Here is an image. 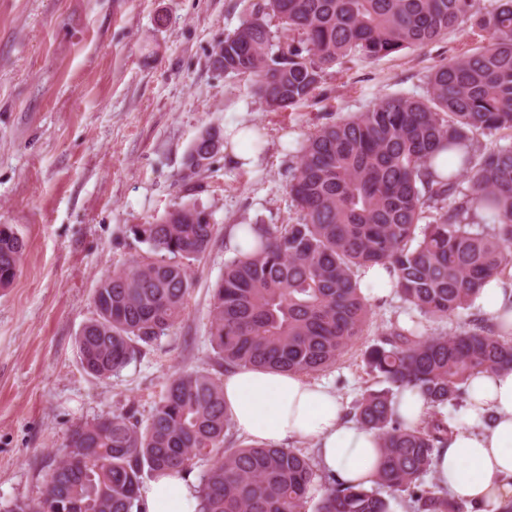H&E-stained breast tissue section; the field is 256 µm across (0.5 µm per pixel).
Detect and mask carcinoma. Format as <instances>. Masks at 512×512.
<instances>
[{"instance_id":"1","label":"carcinoma","mask_w":512,"mask_h":512,"mask_svg":"<svg viewBox=\"0 0 512 512\" xmlns=\"http://www.w3.org/2000/svg\"><path fill=\"white\" fill-rule=\"evenodd\" d=\"M476 4L253 0L214 48L224 73L254 76L267 111L286 112L313 100L326 70L345 58L423 47L461 24L481 38L428 75L426 95L384 97L308 135L289 171L298 218L253 225L260 247L224 263L210 322L218 367L310 375L336 364L370 314L356 280L361 268L387 266L400 298L440 320L469 309L487 280L512 269V0ZM503 131L511 143L452 155L477 135ZM446 151L448 173L440 175L433 166ZM204 214L187 203L129 227L147 250L94 289V316L76 339L87 374L120 373L181 318L192 266L216 234ZM24 247L12 225L0 224V288L18 275ZM366 363L388 384L366 392L352 412L381 441L370 488L322 474L296 448L234 447L223 380L191 372L169 378L144 425L130 406L74 427L38 503L5 512H143L145 475L190 474L200 462L199 512H302L315 491V512H391L381 489L405 494L413 512H476L424 481L448 421L407 424L392 388L417 391L434 410L453 405L472 376L512 369V339L480 319L452 335H429L418 321L393 324Z\"/></svg>"}]
</instances>
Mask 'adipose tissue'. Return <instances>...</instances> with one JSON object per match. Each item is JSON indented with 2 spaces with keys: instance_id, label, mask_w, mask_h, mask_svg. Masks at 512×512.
<instances>
[{
  "instance_id": "1",
  "label": "adipose tissue",
  "mask_w": 512,
  "mask_h": 512,
  "mask_svg": "<svg viewBox=\"0 0 512 512\" xmlns=\"http://www.w3.org/2000/svg\"><path fill=\"white\" fill-rule=\"evenodd\" d=\"M476 301L491 322L512 334V283L495 278ZM224 406L252 441L281 446L313 441L318 467L350 483L371 485L381 457L374 431L347 416L326 383L300 375L235 368L224 376ZM437 483L451 499L498 512L512 498V371L481 373L470 381L464 424L453 427L435 454ZM189 474L166 471L141 489L144 512H197Z\"/></svg>"
}]
</instances>
